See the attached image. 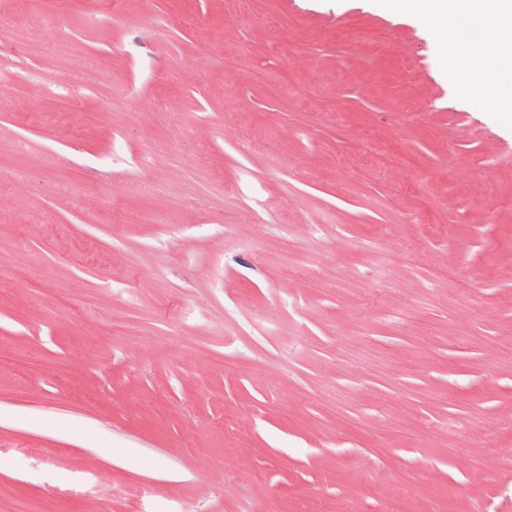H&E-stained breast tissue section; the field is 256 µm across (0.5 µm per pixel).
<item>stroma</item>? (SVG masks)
<instances>
[{
  "label": "stroma",
  "mask_w": 512,
  "mask_h": 512,
  "mask_svg": "<svg viewBox=\"0 0 512 512\" xmlns=\"http://www.w3.org/2000/svg\"><path fill=\"white\" fill-rule=\"evenodd\" d=\"M0 12V512H512V127L421 22Z\"/></svg>",
  "instance_id": "35a3bbf8"
}]
</instances>
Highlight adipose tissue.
<instances>
[{
    "label": "adipose tissue",
    "mask_w": 512,
    "mask_h": 512,
    "mask_svg": "<svg viewBox=\"0 0 512 512\" xmlns=\"http://www.w3.org/2000/svg\"><path fill=\"white\" fill-rule=\"evenodd\" d=\"M422 22L452 63L465 97L512 124V0H385Z\"/></svg>",
    "instance_id": "1"
}]
</instances>
